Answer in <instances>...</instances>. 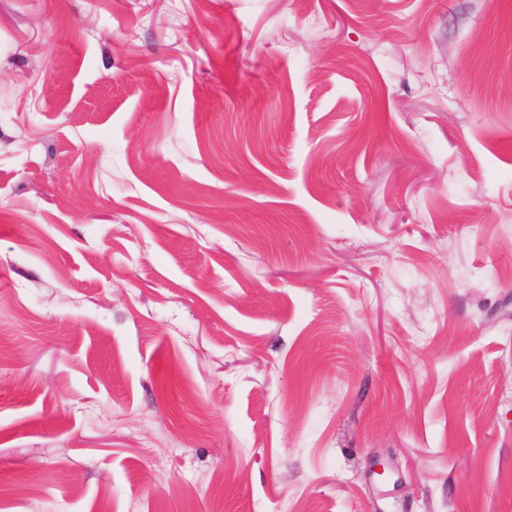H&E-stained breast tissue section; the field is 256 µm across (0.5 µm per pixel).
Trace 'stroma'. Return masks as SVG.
Instances as JSON below:
<instances>
[{"label":"stroma","mask_w":512,"mask_h":512,"mask_svg":"<svg viewBox=\"0 0 512 512\" xmlns=\"http://www.w3.org/2000/svg\"><path fill=\"white\" fill-rule=\"evenodd\" d=\"M0 512H512V0H0Z\"/></svg>","instance_id":"stroma-1"}]
</instances>
